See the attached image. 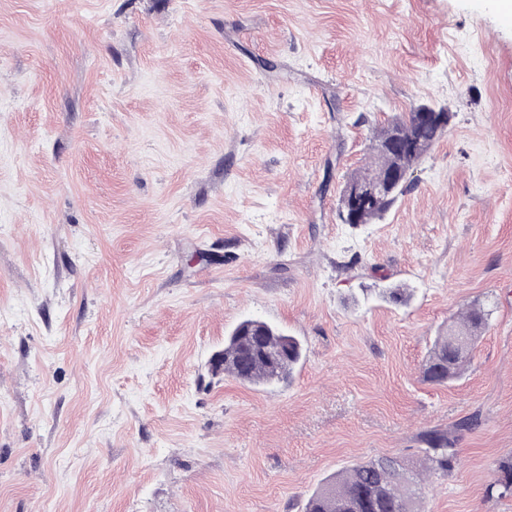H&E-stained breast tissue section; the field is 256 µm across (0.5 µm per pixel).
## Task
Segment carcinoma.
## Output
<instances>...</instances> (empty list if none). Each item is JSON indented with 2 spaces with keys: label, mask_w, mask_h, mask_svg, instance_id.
<instances>
[{
  "label": "carcinoma",
  "mask_w": 512,
  "mask_h": 512,
  "mask_svg": "<svg viewBox=\"0 0 512 512\" xmlns=\"http://www.w3.org/2000/svg\"><path fill=\"white\" fill-rule=\"evenodd\" d=\"M416 121L413 109L407 118L392 122L374 135L371 164L352 175L348 184L379 178L391 169H412L444 134L442 129L418 125ZM405 190L406 185L402 184L390 196L365 209L362 223L383 217ZM489 316L490 311L474 306L448 325V331L469 338L464 346L448 342L446 335L435 337L423 367L424 380L442 385L460 378ZM301 356V343L296 337L265 321L246 319L224 341V375L251 385L285 382ZM422 442L425 448L411 466L386 456L337 473L308 498L304 512H420L421 475L445 477L456 460L448 433L429 430L422 435ZM495 473L487 494L511 496L512 488L505 482L512 481V456L500 459Z\"/></svg>",
  "instance_id": "cac0c4a2"
}]
</instances>
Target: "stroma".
Instances as JSON below:
<instances>
[{
  "label": "stroma",
  "mask_w": 512,
  "mask_h": 512,
  "mask_svg": "<svg viewBox=\"0 0 512 512\" xmlns=\"http://www.w3.org/2000/svg\"><path fill=\"white\" fill-rule=\"evenodd\" d=\"M494 0H0V512H302L415 462L423 512L512 455V22ZM448 130L368 224L338 217L376 130ZM412 289L408 303L382 297ZM465 374L422 377L468 308ZM290 381L213 375L242 320ZM490 315V310L482 306H474L458 321L448 326V332L468 336L469 342L464 346H456L448 342V334L436 336L423 367L424 380L442 385L460 378L471 360L475 342L488 325ZM422 442L426 448H421L419 460L411 466L386 456L342 470L323 482L308 498L303 511L421 512V475L448 476L456 460L447 432L429 430L422 435Z\"/></svg>",
  "instance_id": "obj_1"
}]
</instances>
